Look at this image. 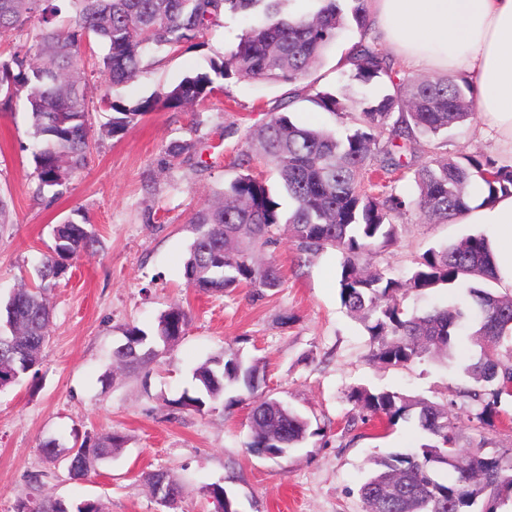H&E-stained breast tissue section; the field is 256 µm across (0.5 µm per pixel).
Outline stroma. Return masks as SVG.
Masks as SVG:
<instances>
[{
	"label": "stroma",
	"instance_id": "35a3bbf8",
	"mask_svg": "<svg viewBox=\"0 0 512 512\" xmlns=\"http://www.w3.org/2000/svg\"><path fill=\"white\" fill-rule=\"evenodd\" d=\"M244 26L243 18L228 16L179 51H156L146 73L123 88L124 99L148 96L207 68L227 54ZM359 39V32L348 31L332 46L316 72L318 88L361 98L362 87L342 78L337 64ZM291 90L233 78L194 110L152 112L113 137L104 132L110 112L92 111L85 166L62 195L42 202L33 197L30 116L20 103L0 112V197L10 210L9 224L0 227V302L32 278L38 258L54 244V227L73 210L85 214L101 241L50 290L53 324L35 376L0 392V512H15L37 493L70 503L93 500L102 512H166L142 480L155 470L174 471L182 482L175 512H215L203 493L211 484L235 497L241 512H364L358 489L370 458L418 447L421 435L412 421L387 431L378 420L362 421L348 393L367 387L441 402L468 384L465 367L474 349L464 336L447 359L405 366L370 361L366 330L340 302L335 250L307 255L284 235L267 250L282 272L281 288L210 294L187 285L189 218L236 176L234 159L248 130L284 102L299 122L339 136L354 127V113H311L307 103L289 102ZM184 140L195 144L194 164H168L166 146ZM443 149L505 155L481 118L451 129ZM480 230L477 224H431L411 211L397 243L373 250L368 261L401 278L427 249ZM176 302L189 314L177 345L138 373L110 375L112 352L124 343L126 329L154 334L159 315ZM284 315L289 323H281ZM227 348L259 359L265 393L309 418L314 436L272 459L251 449L246 404L228 403L208 414L171 411L169 400L192 389L194 369ZM455 412L462 449L479 443L490 453L512 448L511 400L501 402L485 429L474 428L469 403L459 402ZM109 432L125 436L124 448L83 480L70 479L64 460L42 451L49 440L64 451L75 435Z\"/></svg>",
	"mask_w": 512,
	"mask_h": 512
}]
</instances>
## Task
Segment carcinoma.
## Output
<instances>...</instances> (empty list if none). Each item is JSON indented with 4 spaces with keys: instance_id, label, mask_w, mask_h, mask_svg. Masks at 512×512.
Returning a JSON list of instances; mask_svg holds the SVG:
<instances>
[{
    "instance_id": "carcinoma-1",
    "label": "carcinoma",
    "mask_w": 512,
    "mask_h": 512,
    "mask_svg": "<svg viewBox=\"0 0 512 512\" xmlns=\"http://www.w3.org/2000/svg\"><path fill=\"white\" fill-rule=\"evenodd\" d=\"M295 0H0V36L25 37L8 57L0 58V111L19 97L43 146L33 153L36 196L63 194L69 176L84 167L92 137L89 99L79 61L90 54L92 66L109 77L112 91L100 107L112 111L107 133L116 136L143 116L161 110L182 111L208 100L231 78L308 83V92L292 98L317 112L358 114L355 127L338 137L321 127L302 124L287 112H271L251 146L234 164L240 173L222 186L213 202L191 216L194 238L185 261L188 286L222 293L246 286L274 290L282 277L274 261H257L255 253L277 241L282 227L305 254L330 247L342 255L338 286L344 308L370 336L371 360L404 366L432 354H451L456 337L472 329L475 353L466 368L470 386L456 393L479 407L475 420L491 423L498 405L512 398V294L473 286L493 282L490 239L469 235L451 245L430 248L415 261L410 276L399 280L374 270L363 260L377 247L398 239L397 220L415 210L448 223L469 210L471 183L486 189L483 202L512 195V161L483 153L442 151L439 138L476 119L474 88L467 80L424 75L395 80L396 62L382 51L356 43L347 53L348 76L362 86L379 85L376 97L354 101L309 82L341 33L353 28L366 37L369 0H316L314 11L293 9ZM250 21L236 45L206 71H194L166 89L132 102L119 91L145 71L146 57L157 48L175 52L203 35L226 14ZM420 153L413 170L415 194L394 191L390 176L407 167L398 150ZM191 144H171L172 163L191 160ZM270 167L291 206L283 209L264 174L254 163ZM54 247L34 268L36 282L13 290L0 306V391L21 383L41 364L50 337L53 310L47 288L65 276L73 261L96 251L92 226L69 217L55 226ZM456 284L463 296L420 314L402 305L404 292L427 293ZM188 313L171 305L158 318L153 335L132 327L126 343L113 352L122 369L135 370L158 360L184 335ZM195 390L185 391L169 407L176 411L214 412L225 392L251 401L252 450L283 457L310 435V422L288 404L263 394L264 372L257 359L246 361L226 349L193 370ZM348 401L387 425L413 420L423 434L412 452H389L371 459L359 494L364 512H497L512 499V453L488 455L483 448L458 450L456 400L442 403L397 391L353 389ZM116 433L87 436L66 458L71 478L87 477L98 462L124 447ZM143 481L159 505L173 509L182 484L171 471L147 472ZM217 504L228 501L224 487L207 486ZM16 512H102L99 503L71 505L41 494L22 501Z\"/></svg>"
}]
</instances>
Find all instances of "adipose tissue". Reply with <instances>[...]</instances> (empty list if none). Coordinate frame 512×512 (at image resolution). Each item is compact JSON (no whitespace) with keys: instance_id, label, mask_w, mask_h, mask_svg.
Instances as JSON below:
<instances>
[{"instance_id":"obj_1","label":"adipose tissue","mask_w":512,"mask_h":512,"mask_svg":"<svg viewBox=\"0 0 512 512\" xmlns=\"http://www.w3.org/2000/svg\"><path fill=\"white\" fill-rule=\"evenodd\" d=\"M387 48L417 71L466 77L476 112L512 149V0H370ZM466 224H487L498 280L512 286V195L472 203Z\"/></svg>"}]
</instances>
